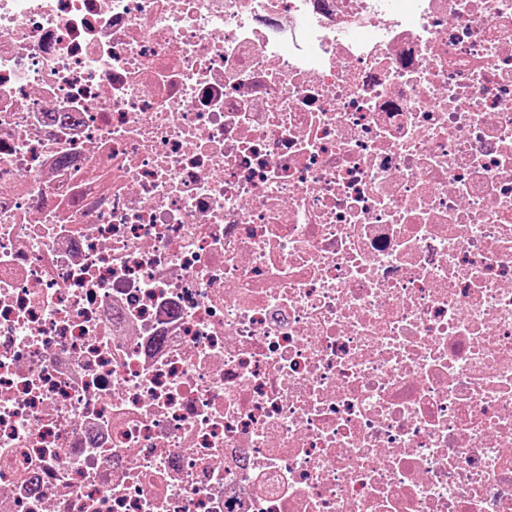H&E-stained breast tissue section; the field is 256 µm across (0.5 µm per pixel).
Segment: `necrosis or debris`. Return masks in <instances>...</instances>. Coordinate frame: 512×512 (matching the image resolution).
<instances>
[{
    "instance_id": "necrosis-or-debris-1",
    "label": "necrosis or debris",
    "mask_w": 512,
    "mask_h": 512,
    "mask_svg": "<svg viewBox=\"0 0 512 512\" xmlns=\"http://www.w3.org/2000/svg\"><path fill=\"white\" fill-rule=\"evenodd\" d=\"M0 512H512V0H0Z\"/></svg>"
}]
</instances>
